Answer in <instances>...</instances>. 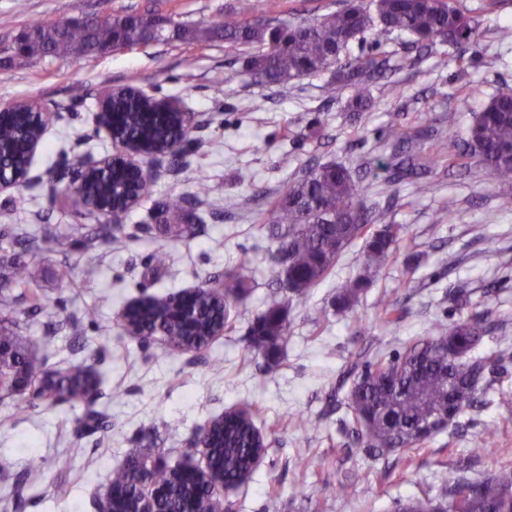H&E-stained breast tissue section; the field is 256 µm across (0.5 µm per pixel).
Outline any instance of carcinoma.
Returning a JSON list of instances; mask_svg holds the SVG:
<instances>
[{
  "mask_svg": "<svg viewBox=\"0 0 512 512\" xmlns=\"http://www.w3.org/2000/svg\"><path fill=\"white\" fill-rule=\"evenodd\" d=\"M248 11V0H240L236 18L194 26L175 23L174 33L190 44L221 39L235 48L258 49L248 61L246 75L264 85H281L334 65L336 81L352 89L349 107L355 111L369 105L370 81L385 73V63L370 55L342 62L340 56L375 23L411 35L419 49L438 40L461 48L474 41L475 21L453 0H347L333 13L293 24L275 18L251 22ZM31 29L34 36L25 51L11 60L17 67L47 56L61 60L94 58L107 44L119 51L159 40L158 34L131 14L110 15L77 26L41 22ZM113 111L118 113L117 138L143 142L151 149L168 147L180 123L177 113L163 112L154 102L135 94L120 100ZM55 119L51 111L36 113L24 104L1 117L0 168L22 175L28 164V137L40 135ZM472 160L501 180L512 179L511 90L491 97L475 113L456 152L448 155V166L466 168ZM75 166L76 186L87 196L121 201L124 192L119 187L128 186L131 180L126 169L86 173L80 158ZM376 168H393L402 177H421L396 153L385 161L377 160ZM354 174V168L335 163L311 166L271 204L267 230L277 242L273 279L290 298L307 299L310 289L331 273L343 250L363 239L365 275L344 281L336 291V310H350L370 286L371 273L378 271L396 249L403 226L390 224L370 231L374 210ZM77 229L89 260L112 242L117 231L110 224H79ZM59 238L57 224L41 225L36 235L16 233L9 224L0 227V241L7 239L25 253L37 248L41 239ZM14 287L24 293L13 295ZM247 295L246 281L229 274L219 285H203L190 313L179 323L173 313L174 292L150 296L132 311L130 321L151 336H164L176 349L200 350L224 327L227 306ZM51 307L34 269L18 266L4 275L0 282V390L10 396L27 389L28 381L37 373V360L26 349L21 333L29 321L49 314ZM493 330L488 316L474 315L450 325L435 324L429 335L388 359L365 361L363 352H358L332 395L336 406H346L354 444L369 458L395 455L408 465L427 439L450 427L458 428L462 415L484 405L488 383L506 359L504 351L477 352ZM250 336L254 348L265 355L279 353L288 339L286 308L273 304L258 313L250 325ZM90 380L88 367L72 363L60 372L43 374L32 396L53 406L64 398L82 397ZM498 437V428L485 427L479 447L469 449V455L487 454L497 446ZM210 444L207 466L222 475L229 487L246 482L256 458L267 450L265 437L246 408L236 410L224 424L215 425ZM182 471L181 465L168 468L155 464L143 469L128 465L111 472L109 485L123 495V507L133 508L141 483L148 477L168 490L165 512H182L188 502L205 501L210 494L207 485L185 481ZM42 478L41 462L33 460L19 475L16 490L35 485ZM395 512H512V466H503L479 481L456 479L440 494L423 490L399 499Z\"/></svg>",
  "mask_w": 512,
  "mask_h": 512,
  "instance_id": "carcinoma-1",
  "label": "carcinoma"
}]
</instances>
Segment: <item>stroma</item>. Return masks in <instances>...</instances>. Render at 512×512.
Instances as JSON below:
<instances>
[{
    "label": "stroma",
    "instance_id": "obj_1",
    "mask_svg": "<svg viewBox=\"0 0 512 512\" xmlns=\"http://www.w3.org/2000/svg\"><path fill=\"white\" fill-rule=\"evenodd\" d=\"M251 19L293 22L335 11L341 0H251ZM479 24L477 48L465 67L452 64L454 50L439 42L416 51L407 34L374 27L353 41V56L384 59L385 77L371 82L373 103L352 114L348 88L322 71L279 86L248 83V52L223 41L186 44L168 35L105 57L62 61L52 57L23 68L0 54V107L37 102L61 110L31 165L30 182L0 192V225H59L62 241L41 243L29 257L44 292L58 304L52 316L31 322L25 343L46 368L77 361L100 379L94 403L74 400L54 407L24 397L0 398V512L30 456L23 444L38 443L45 479L25 488L19 512H100L110 467L145 454L171 466L203 469L207 458L199 432L231 409L257 412L269 443L262 463L244 485L228 490L231 512H263L268 493H278L281 512H391L393 502L428 490L439 493L458 477L480 479L512 462V361L488 393L487 405L467 412L464 426L432 436L411 465L393 466L351 452L344 411L329 395L352 355L387 357L427 335L436 321L490 314L499 326L481 352L512 346V211L498 207L512 195V181L494 177L479 163L467 171L437 159L438 146L455 148L474 112L493 95L512 90V42L500 41L512 26V0H458ZM238 0H0V43L37 21L62 22L82 14H151L176 23L201 24L235 15ZM223 74L222 86L212 83ZM478 94L469 96L465 85ZM132 86L156 98H175L196 114L198 127L177 157L154 162V182L119 219L112 243L90 261L82 253L79 224H103L104 215L77 205L68 194L74 156L101 159L120 153L94 122L104 88ZM409 137L424 183L387 185L377 159L394 152L391 130ZM358 167L372 204L374 228L401 224L406 233L351 311L334 307L336 287L362 271L364 242L356 240L332 275L300 303L271 284L277 244L259 218L312 163ZM211 192L194 204L199 176ZM180 201L189 216L181 239L164 237L151 214L155 204ZM494 239L496 251L485 249ZM163 249L172 261L153 267ZM250 262L239 267L241 253ZM240 271L250 294L229 310L228 328L197 352L169 348L160 337L128 335L121 314L143 295L180 292ZM470 291L458 308L452 288ZM387 293L401 310L384 323L375 305ZM274 303L288 306V342L270 358L254 349L249 327ZM103 422L85 427L87 409ZM502 435L479 462L458 470L477 447L485 426ZM352 481L353 494L334 489Z\"/></svg>",
    "mask_w": 512,
    "mask_h": 512
}]
</instances>
